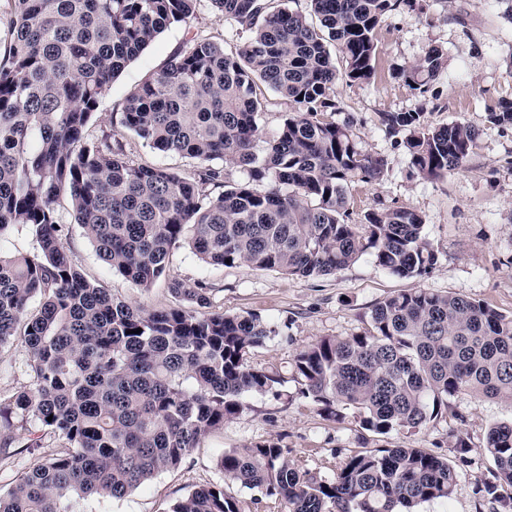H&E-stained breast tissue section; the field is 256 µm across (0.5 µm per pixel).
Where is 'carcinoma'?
<instances>
[{
  "mask_svg": "<svg viewBox=\"0 0 512 512\" xmlns=\"http://www.w3.org/2000/svg\"><path fill=\"white\" fill-rule=\"evenodd\" d=\"M11 2L0 54V349L23 329L29 382L0 398V454L12 456L19 443L42 448L48 438L61 450L23 467L0 493V512H77L71 494L122 498L178 468L245 409L246 395L274 394L282 379L248 363L275 329L256 316L208 311L215 288L206 280L170 277L190 308L154 311L90 281L63 245L60 199L70 200L99 257L138 288L167 275L185 239L208 267L303 278L364 254L393 275L422 277L435 254L414 210L372 209L349 223L350 188L379 181L387 162L364 152L350 125L321 119L339 111L338 80H373L375 30L401 0H310L317 26L275 0H210L237 25V53L191 37L128 95L120 121L153 149L196 161L188 175L137 164L121 139L92 141L86 127L112 79L200 0ZM444 65L443 51L428 47L396 75L424 94ZM264 88L287 100L289 113L260 158ZM382 122L405 134L424 179L461 169L478 148L475 129L432 126L424 108L386 112ZM227 167L247 180L225 184ZM264 181L267 190L254 187ZM19 227L34 241L29 252L1 247ZM370 325L295 357L301 395L326 416L349 411L362 429L387 436L421 429L462 391L512 404V316L414 288L378 302ZM485 448L494 472L480 492L495 512H512V422L492 426ZM218 465L280 512H417L450 498L457 480L448 461L399 445L353 454L324 480L275 441L228 449ZM170 512L251 510L213 485Z\"/></svg>",
  "mask_w": 512,
  "mask_h": 512,
  "instance_id": "1",
  "label": "carcinoma"
}]
</instances>
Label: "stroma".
<instances>
[{
    "label": "stroma",
    "instance_id": "stroma-1",
    "mask_svg": "<svg viewBox=\"0 0 512 512\" xmlns=\"http://www.w3.org/2000/svg\"><path fill=\"white\" fill-rule=\"evenodd\" d=\"M223 39L234 54L239 45L236 25L226 20L210 0H200L194 16L172 25L110 84L87 128L90 140L117 134L131 160L162 166L181 174L192 171L191 159L147 146L122 130L120 112L128 94L157 72L169 56L192 36ZM445 54L446 63L430 83L437 111L431 125L465 124L479 134V147L464 167L438 180L421 178L409 163L401 136L390 135L381 122L385 112H408L425 96L396 78V69L417 61L428 46ZM339 112L326 120L351 122L360 147L387 160L383 178L356 184L351 190V218L386 206H404L424 219L422 236L436 254L429 273L400 278L377 267L371 256L334 273L302 278L245 266L213 269L204 266L189 246L170 254L171 275L208 279L217 292L213 310L227 315H258L275 335L252 351L251 365L279 372L277 394H250L245 409L222 428L208 434L179 468L164 471L120 499L81 500L82 512H169L188 492L212 485L228 495L251 501L252 512H273L258 490L226 479L218 459L227 448H243L274 440L315 475L330 477L349 455L377 448V437L361 429L353 417L336 421L321 415L300 394L293 371L298 351L321 338H345L366 333L373 306L386 297L413 288L453 293L495 307L512 316V125L495 124L488 114L500 102L512 100V7L506 0H403L388 12L377 30L376 77L372 83L338 81ZM67 231L63 243L88 279L113 297L148 310L178 306L166 279L146 290L112 272L98 257L72 216L68 199L58 206ZM25 354L22 336L0 350V398L28 383L20 369ZM512 419V405L495 399H475L461 392L448 400V411L418 431L388 436V443L421 448L457 464L458 478L450 498L438 499L418 512H492L479 490L492 463L485 450L488 428ZM469 443L467 465H458L456 437Z\"/></svg>",
    "mask_w": 512,
    "mask_h": 512
}]
</instances>
